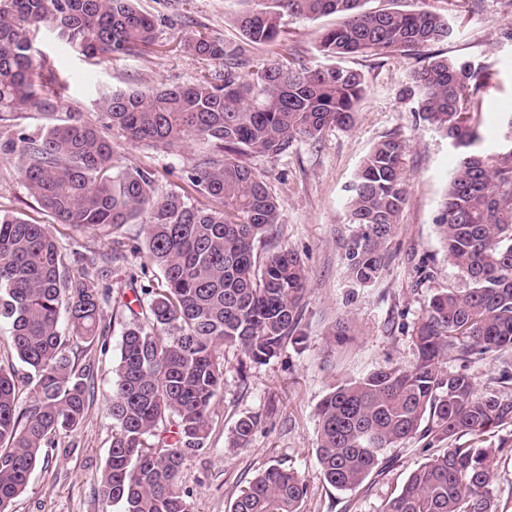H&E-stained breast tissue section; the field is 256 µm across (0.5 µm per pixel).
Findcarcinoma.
<instances>
[{
  "mask_svg": "<svg viewBox=\"0 0 512 512\" xmlns=\"http://www.w3.org/2000/svg\"><path fill=\"white\" fill-rule=\"evenodd\" d=\"M236 18L243 44L230 49L202 32L183 41L203 60L220 61L186 86L164 84L111 91L98 106L128 141L169 147L195 136L209 152L192 167L191 183L210 205L158 193L152 170L114 165L111 142L71 112L38 137L19 135L4 149L18 153L20 171L40 207L78 231L112 233V249L67 257L49 227L0 212V322L27 368L33 394L19 406L14 367L0 366V512L25 491L52 439L72 432L91 405V365L69 355L72 340L106 351V308L112 292L103 268L122 254L118 239L141 221L134 249L141 273L160 282L136 285L109 413L112 444L100 474L103 499L123 512H191L179 474L204 446L224 357L233 347L253 364L299 345L307 275L299 254L258 248L279 224L276 198L245 158L279 156L298 137L317 139L353 125L366 93L365 75L336 65L309 67L293 56L259 64L249 46L276 41L284 18L334 15L319 51L330 58L382 55L420 58L411 75L423 122L459 151L435 223L448 261L467 287L434 293L412 329L417 351L409 367L380 366L335 387L317 409L316 448L323 479L351 491L377 470L385 449L413 438L438 447L407 478L384 512H499L496 449L487 434L512 426V397L480 393L464 370L491 354L499 384L512 383V115L491 151L482 147L479 92L492 74L464 58L431 52L452 28L444 17L394 8L368 11L365 0H255ZM64 48L87 59L139 55L155 44L151 17L134 0H0V125L29 112L61 108L56 77L33 56L39 25ZM251 70L253 81H241ZM406 143L387 136L361 165L348 200L356 232L344 260L360 285L385 267L388 241L408 201ZM67 318L62 326L61 317ZM260 425L241 417L229 445L246 447ZM469 437L463 446L459 440ZM307 495L298 473L272 465L241 491L230 512H301Z\"/></svg>",
  "mask_w": 512,
  "mask_h": 512,
  "instance_id": "obj_1",
  "label": "carcinoma"
}]
</instances>
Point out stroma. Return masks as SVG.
Instances as JSON below:
<instances>
[{
  "label": "stroma",
  "instance_id": "35a3bbf8",
  "mask_svg": "<svg viewBox=\"0 0 512 512\" xmlns=\"http://www.w3.org/2000/svg\"><path fill=\"white\" fill-rule=\"evenodd\" d=\"M135 5L156 26V44L145 56L89 61L67 51L44 28L35 40L37 54L48 58L58 78L65 107L101 130L108 124L95 104L102 92L158 83L188 85L202 72L219 70L218 62L186 52L182 42L200 31L235 46L241 35L234 19L251 9L253 0H136ZM366 6L427 10L447 18L454 33L434 44V51L448 58L471 59L493 75L483 95L480 130L487 136L485 148H494L503 117L512 113V40L502 36L504 30L512 29V0H367ZM335 23L332 15L312 21L286 19L281 40L255 46L253 54L274 60L294 53L307 65L325 64L318 50L319 37ZM340 64L361 70L366 78V94L353 126L331 129L318 140L297 139L288 152L274 158L252 155L247 159L280 208V222L266 250H294L307 270L305 341L298 348L285 347L267 364L244 368L239 365V352L225 349L224 391L214 406L209 436L180 473L179 484L192 512H229L241 489L273 464L293 469L306 480L308 496L302 512H382L394 490L432 454L419 439L387 449L379 470L346 493L324 481L316 456L321 399L332 388L376 367L412 365L417 353L411 330L425 316L430 297L439 290L465 286L435 227L456 155L448 140L425 125L416 112V99L410 93L415 60L356 56L341 59ZM47 123L44 115L30 113L15 127H0V210L48 225L65 253L89 256L106 250L111 238L105 232L75 231L43 211L19 173L16 157L3 149L17 134L41 135ZM389 135L409 147V201L388 245L386 269L374 284L363 287L351 279L342 258L352 233L346 201L364 159ZM109 138L118 168L151 169L159 192H178L203 203L187 172L205 151L204 143L190 138L162 148L130 143L114 131ZM126 319L122 309H115L106 351L91 348L95 393L89 411L76 430L56 437L49 462L37 464L13 512H120L102 499L99 475L112 442L108 404ZM342 319L353 338L341 346L331 344L328 334ZM247 414L261 415V425L247 447H230L237 420ZM489 440L500 449L499 509L512 512V426L497 428Z\"/></svg>",
  "mask_w": 512,
  "mask_h": 512
}]
</instances>
